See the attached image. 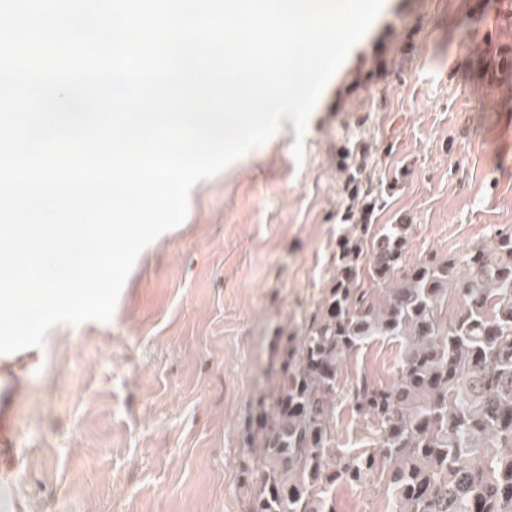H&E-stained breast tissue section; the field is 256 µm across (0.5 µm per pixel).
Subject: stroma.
<instances>
[{
  "instance_id": "1",
  "label": "stroma",
  "mask_w": 512,
  "mask_h": 512,
  "mask_svg": "<svg viewBox=\"0 0 512 512\" xmlns=\"http://www.w3.org/2000/svg\"><path fill=\"white\" fill-rule=\"evenodd\" d=\"M499 0H383L322 91L295 161L291 120L191 191L188 216L138 256L109 321L52 328L0 387L17 437L0 512H250V434L295 329L350 230L339 165L366 149L371 230L408 225L406 264L512 227V112L480 49L512 43ZM398 340L345 361L336 443L377 436L346 389L396 377ZM369 480L336 512H385Z\"/></svg>"
}]
</instances>
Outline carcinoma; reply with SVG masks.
Instances as JSON below:
<instances>
[{"instance_id":"obj_1","label":"carcinoma","mask_w":512,"mask_h":512,"mask_svg":"<svg viewBox=\"0 0 512 512\" xmlns=\"http://www.w3.org/2000/svg\"><path fill=\"white\" fill-rule=\"evenodd\" d=\"M494 85L512 82V44L486 53ZM365 157L340 170L351 204L341 221L336 273L296 333H280L281 360L252 433L261 476L251 512H336V486L385 485L390 512H512V230L444 261L405 265L406 224L371 241L361 220L379 198L362 188ZM454 307L448 308V298ZM377 337L400 341L390 385L350 387L373 421L377 447L336 445L334 418L347 356Z\"/></svg>"}]
</instances>
